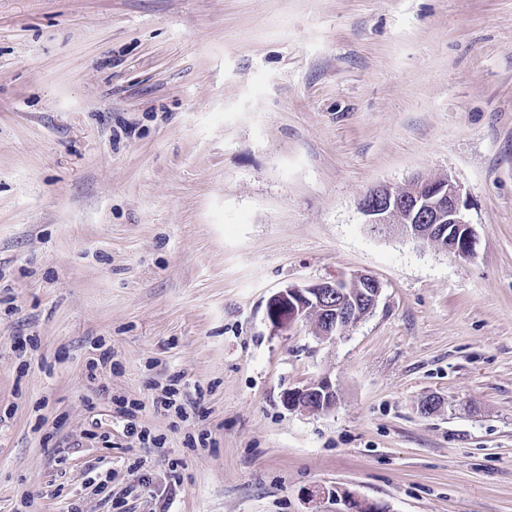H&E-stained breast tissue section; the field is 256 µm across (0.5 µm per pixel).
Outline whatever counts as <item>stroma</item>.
Wrapping results in <instances>:
<instances>
[{
  "label": "stroma",
  "mask_w": 512,
  "mask_h": 512,
  "mask_svg": "<svg viewBox=\"0 0 512 512\" xmlns=\"http://www.w3.org/2000/svg\"><path fill=\"white\" fill-rule=\"evenodd\" d=\"M416 176L472 260L365 224ZM340 272L382 285L344 335L272 329ZM338 493L512 512V0H0V512ZM282 402L290 410H317L319 405L323 408L321 410H325L336 403V390L328 379L323 378L286 390L282 394Z\"/></svg>",
  "instance_id": "stroma-1"
}]
</instances>
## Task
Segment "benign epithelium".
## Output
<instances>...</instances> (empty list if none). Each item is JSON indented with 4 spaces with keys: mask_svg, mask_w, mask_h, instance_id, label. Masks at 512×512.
<instances>
[{
    "mask_svg": "<svg viewBox=\"0 0 512 512\" xmlns=\"http://www.w3.org/2000/svg\"><path fill=\"white\" fill-rule=\"evenodd\" d=\"M365 223L378 233L397 232L418 243L437 242L454 258L474 257L476 236L468 219V203L451 178L415 177L402 188L380 184L365 194L359 204ZM360 285L359 296L347 297L348 285ZM381 283L366 273H341L332 278L289 285L273 294L266 304V318L276 331H294L315 315L316 336L334 340L365 317L376 305ZM282 402L290 410L331 408L336 390L323 378L288 389ZM344 512H380L364 499H345Z\"/></svg>",
    "mask_w": 512,
    "mask_h": 512,
    "instance_id": "benign-epithelium-1",
    "label": "benign epithelium"
}]
</instances>
